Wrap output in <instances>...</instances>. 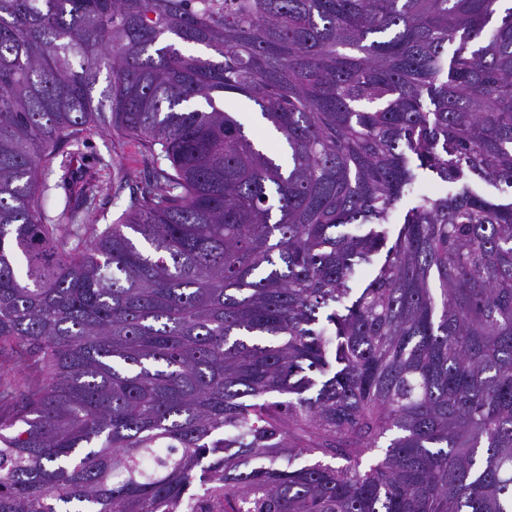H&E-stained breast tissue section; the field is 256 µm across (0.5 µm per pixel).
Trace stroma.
<instances>
[{
    "label": "stroma",
    "instance_id": "stroma-1",
    "mask_svg": "<svg viewBox=\"0 0 512 512\" xmlns=\"http://www.w3.org/2000/svg\"><path fill=\"white\" fill-rule=\"evenodd\" d=\"M153 174V165L138 142L87 128L62 147L39 179L46 186L48 215L68 208L76 223L102 226L120 221ZM77 183L85 185V197L73 195Z\"/></svg>",
    "mask_w": 512,
    "mask_h": 512
}]
</instances>
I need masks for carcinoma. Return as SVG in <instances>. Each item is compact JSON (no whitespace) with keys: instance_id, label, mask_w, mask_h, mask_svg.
<instances>
[{"instance_id":"obj_1","label":"carcinoma","mask_w":512,"mask_h":512,"mask_svg":"<svg viewBox=\"0 0 512 512\" xmlns=\"http://www.w3.org/2000/svg\"><path fill=\"white\" fill-rule=\"evenodd\" d=\"M84 127L154 165L102 229L45 216ZM422 170L462 188L353 293ZM7 348L42 380L0 392V512L197 479L221 512H512V0H0ZM225 109L234 112L235 117L244 125L248 133L266 143L274 151H279L280 142L260 120L258 108L250 101L244 97H235L225 101Z\"/></svg>"}]
</instances>
